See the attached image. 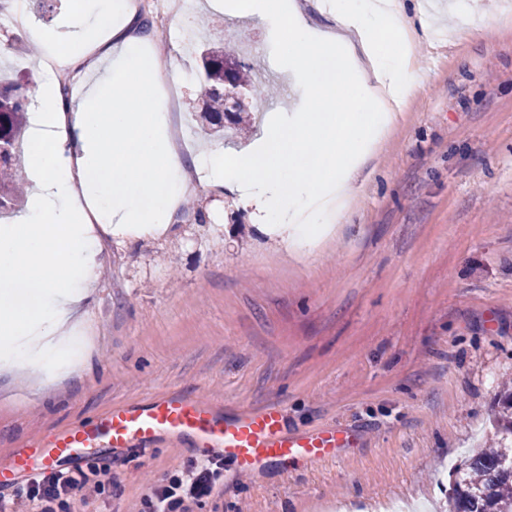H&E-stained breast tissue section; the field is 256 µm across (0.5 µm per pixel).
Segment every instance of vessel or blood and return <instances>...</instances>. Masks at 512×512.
I'll use <instances>...</instances> for the list:
<instances>
[{"label":"vessel or blood","instance_id":"vessel-or-blood-1","mask_svg":"<svg viewBox=\"0 0 512 512\" xmlns=\"http://www.w3.org/2000/svg\"><path fill=\"white\" fill-rule=\"evenodd\" d=\"M193 439L200 448H214L233 465V476L252 475L267 466L304 460L336 459L357 447L358 434L331 426L311 431L289 430L276 404L242 405L227 412L212 399L164 392L144 402H124L73 429L41 434L15 449L0 468V487L15 475H34L42 468L80 458L91 448L147 446L160 440Z\"/></svg>","mask_w":512,"mask_h":512}]
</instances>
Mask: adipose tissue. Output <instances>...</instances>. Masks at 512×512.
<instances>
[{"label":"adipose tissue","instance_id":"ef3b65f1","mask_svg":"<svg viewBox=\"0 0 512 512\" xmlns=\"http://www.w3.org/2000/svg\"><path fill=\"white\" fill-rule=\"evenodd\" d=\"M336 19L322 31L295 0H226L278 34L300 91L286 121L263 127L262 146L207 149L183 163L158 110L161 64L145 48L125 0H78L45 53L82 65L80 95L64 100L43 76L26 143L34 181L19 219L0 225V377L41 389L81 377L83 330L100 277V234L164 231L187 187L186 166L228 188L251 217L292 243L341 215L352 175L386 136L407 97L411 50L431 35L404 0H321Z\"/></svg>","mask_w":512,"mask_h":512}]
</instances>
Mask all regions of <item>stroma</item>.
Segmentation results:
<instances>
[{"label":"stroma","mask_w":512,"mask_h":512,"mask_svg":"<svg viewBox=\"0 0 512 512\" xmlns=\"http://www.w3.org/2000/svg\"><path fill=\"white\" fill-rule=\"evenodd\" d=\"M468 2L446 39L416 43L413 87L332 234L291 249L197 179L208 223L182 205L163 235L102 236L90 366L44 392L0 380V463L40 433L178 391L229 410L277 403L289 428L363 435L333 461L224 480L195 512H381L395 501L445 512L452 468L481 442L512 377V0ZM4 4L22 23L0 25L11 46L0 71L21 73L33 111L34 34L62 29L75 0ZM189 26L214 47L226 29L241 32V60L273 90L259 122L294 98L272 31L227 20L210 0ZM152 51L168 59L161 80L179 152L196 153L200 63L175 39ZM207 455L158 442L78 465L111 470L98 512H139L158 480Z\"/></svg>","instance_id":"stroma-1"}]
</instances>
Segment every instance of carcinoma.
<instances>
[{
	"mask_svg": "<svg viewBox=\"0 0 512 512\" xmlns=\"http://www.w3.org/2000/svg\"><path fill=\"white\" fill-rule=\"evenodd\" d=\"M202 61V107L196 120L202 128L218 134L222 121L233 135L242 137L251 129L252 117L244 106L227 107L224 80L246 89L251 99L264 93L252 68L239 60L234 45L211 49L192 47ZM15 84L0 80V214L17 210L24 197L20 165L26 108L14 94ZM494 429L483 448L458 464L448 493V512H512V382H504L494 413Z\"/></svg>",
	"mask_w": 512,
	"mask_h": 512,
	"instance_id": "cac0c4a2",
	"label": "carcinoma"
}]
</instances>
